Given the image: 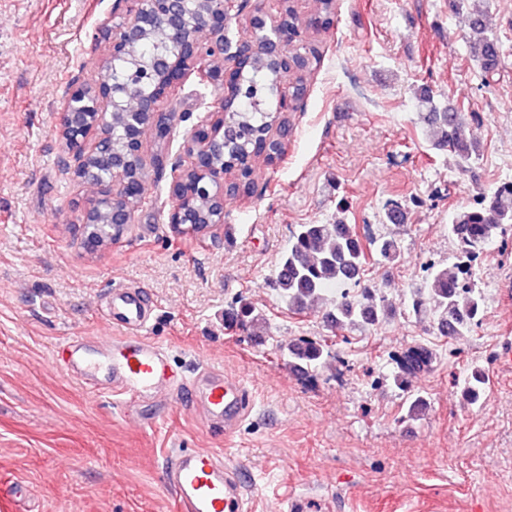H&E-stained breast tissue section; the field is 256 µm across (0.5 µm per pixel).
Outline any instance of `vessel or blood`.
Wrapping results in <instances>:
<instances>
[{
  "instance_id": "obj_1",
  "label": "vessel or blood",
  "mask_w": 512,
  "mask_h": 512,
  "mask_svg": "<svg viewBox=\"0 0 512 512\" xmlns=\"http://www.w3.org/2000/svg\"><path fill=\"white\" fill-rule=\"evenodd\" d=\"M111 305L127 334L96 339L73 358L71 368L78 380L88 388H106L129 398L176 394L180 403L201 412L207 422L223 424L228 433L243 421L250 406L243 381L204 370L192 383L176 382L167 351L146 335L151 316L140 294L113 292ZM161 482L173 491L178 512H247L242 471L225 468L214 451L171 452L161 468Z\"/></svg>"
}]
</instances>
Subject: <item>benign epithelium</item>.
I'll return each instance as SVG.
<instances>
[{
  "label": "benign epithelium",
  "mask_w": 512,
  "mask_h": 512,
  "mask_svg": "<svg viewBox=\"0 0 512 512\" xmlns=\"http://www.w3.org/2000/svg\"><path fill=\"white\" fill-rule=\"evenodd\" d=\"M135 8L112 27L107 63L112 72L126 67L132 47L156 20L168 38L142 72L137 84L127 79L82 84L71 90L59 130L69 152L78 161L76 180L99 187L86 211L82 243L90 252L120 240L133 217L132 205L143 199L145 167L143 144L147 134L160 143L174 136V117L159 110L168 90L186 79L202 57L215 61L203 74L202 89L227 85L228 94L183 137L179 150L191 158L189 167H172L168 224L177 235L204 236L224 223V125L235 103L234 94L252 73V57L262 50L283 75L293 70L292 46L300 30L280 29V20L256 13L250 28L270 27L275 37L258 47L255 38L232 40L229 20L239 0H134ZM232 67L224 68V60ZM134 100L135 110L126 103ZM198 195L214 205L210 218L191 204Z\"/></svg>",
  "instance_id": "7a95c632"
}]
</instances>
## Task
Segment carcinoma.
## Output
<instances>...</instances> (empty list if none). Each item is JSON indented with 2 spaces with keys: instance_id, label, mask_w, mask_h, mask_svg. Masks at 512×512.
Instances as JSON below:
<instances>
[{
  "instance_id": "cac0c4a2",
  "label": "carcinoma",
  "mask_w": 512,
  "mask_h": 512,
  "mask_svg": "<svg viewBox=\"0 0 512 512\" xmlns=\"http://www.w3.org/2000/svg\"><path fill=\"white\" fill-rule=\"evenodd\" d=\"M163 42L161 30L133 50L135 57H147ZM468 47L471 56L486 73L494 72L501 59L498 37L489 31L483 14L475 12L469 19ZM296 52L306 60V67L294 76L304 86L317 64L310 48L301 45ZM265 94L261 85L248 88L241 96L239 111L232 126L224 129V171L231 172L244 159L257 158L254 145L283 116L264 109ZM423 121L434 132L433 145L452 154L461 169L472 163L479 153V144L467 131L468 124L461 108L448 104L441 112L421 113ZM512 226V181L479 195L474 203L458 212L448 225L449 234L457 242L459 264L456 270L448 267H428L426 293L414 299L413 310L419 312L429 306L436 313L437 324L451 325L453 335L465 336L480 324L483 298L472 285L462 287L457 281L458 271L474 275L470 265L474 255ZM377 246L381 255L394 260L399 246L393 239L381 243L365 241L353 229L337 224H301L293 232L288 248L283 253L274 277V287L288 297L292 307L302 312L314 304L329 301L325 316L328 326L347 329L355 326H375L395 313L392 304L375 301L361 282L367 271L368 249ZM361 287L351 293L350 286ZM341 289L339 295L327 298L329 288ZM323 346L311 339L301 338L288 348V363L304 374L316 372L323 363ZM393 381L405 391L411 379L430 369L435 361L433 351L415 345L393 356ZM485 376L474 367L465 378L462 397L470 404L477 403L483 394Z\"/></svg>"
}]
</instances>
